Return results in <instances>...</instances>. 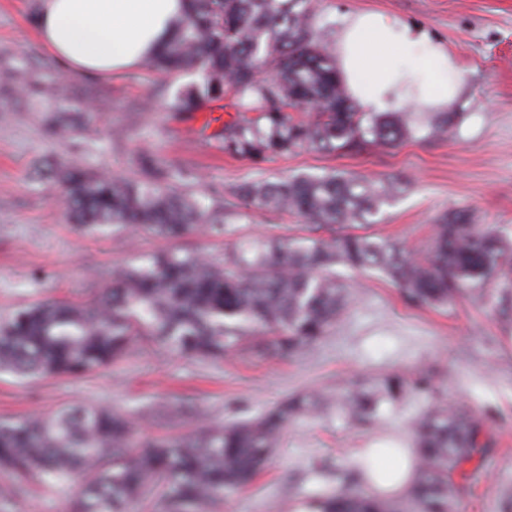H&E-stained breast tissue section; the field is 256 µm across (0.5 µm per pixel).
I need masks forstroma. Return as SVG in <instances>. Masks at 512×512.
Here are the masks:
<instances>
[{
  "label": "stroma",
  "instance_id": "obj_1",
  "mask_svg": "<svg viewBox=\"0 0 512 512\" xmlns=\"http://www.w3.org/2000/svg\"><path fill=\"white\" fill-rule=\"evenodd\" d=\"M373 10L415 25L455 52L465 89L448 112L447 132L390 148L321 154L299 150L244 158L166 112L167 80L144 65L112 77L74 75L38 40L28 0H0V319L18 307L53 299L88 302L119 268L175 247L220 262L254 236L299 239L305 218L239 205L233 231L198 229L171 241L118 228L76 231L53 183L31 177L46 162L77 159L84 169L134 179L145 149L189 169L182 192L223 206L226 189L297 173L350 171L393 177L407 188L364 233L423 254L432 226L454 209L512 240V0H316V24L334 41L344 17ZM63 79L64 104L30 98L26 87ZM81 116L74 140L51 136L59 112ZM352 303L316 344L285 357L258 355L253 344L212 361L142 346L120 363L84 377L22 382L0 376V418L51 414L71 404L128 413L136 438L184 435L197 427L252 419L297 394L333 395L384 377L425 375L429 388L410 391L372 424L351 423L335 408L288 424L269 462L246 488L225 498L219 512H294L347 488L346 475L365 449L409 448L412 416L442 402L481 415L491 439L481 468L455 512H512V325L474 298L443 308L407 306L379 274L347 273ZM189 402L194 412L174 416ZM70 490L30 484L17 500L0 498V512H68Z\"/></svg>",
  "mask_w": 512,
  "mask_h": 512
}]
</instances>
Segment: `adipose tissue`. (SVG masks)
I'll return each mask as SVG.
<instances>
[{
  "label": "adipose tissue",
  "mask_w": 512,
  "mask_h": 512,
  "mask_svg": "<svg viewBox=\"0 0 512 512\" xmlns=\"http://www.w3.org/2000/svg\"><path fill=\"white\" fill-rule=\"evenodd\" d=\"M188 8V0H39L38 38L71 73L109 76L149 62ZM333 47L340 79L365 112L444 111L464 90V73L448 45L377 11L347 15ZM372 462L386 499L413 487L412 453Z\"/></svg>",
  "instance_id": "obj_1"
}]
</instances>
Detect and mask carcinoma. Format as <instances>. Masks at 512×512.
I'll return each instance as SVG.
<instances>
[{"mask_svg": "<svg viewBox=\"0 0 512 512\" xmlns=\"http://www.w3.org/2000/svg\"><path fill=\"white\" fill-rule=\"evenodd\" d=\"M173 37L151 61L168 78L196 75L166 98L174 113L211 112L227 100L256 118L227 122L213 135L241 157L360 152L415 137L406 112H363L346 93L336 59L314 21L312 0H189ZM37 92L67 99L66 84ZM139 180L90 175L74 162L49 164L33 179H52L80 229L135 227L166 238L202 227L228 230L229 211L206 206L173 185L185 170L150 151L137 153ZM403 190L397 180L346 173L255 180L230 194L310 221L301 240L250 238L207 261L187 249L163 252L113 273L112 285L88 303L38 301L0 321V372L17 377L83 376L127 357L138 342L168 353L220 360L251 338L270 355H294L326 335L349 303L336 267L376 271L411 307H446L471 294L504 324L512 323V242L474 223L466 209L440 215L431 246L415 256L399 244L348 231L368 224ZM390 375L336 395L350 421L377 416L409 390ZM324 405L299 395L247 421L208 426L140 449L124 412L70 405L50 416L0 418V471L17 495L34 482L66 485L70 512H130L156 498L159 512H215L224 497L262 470L289 420ZM420 475L411 498L389 507L360 489L320 501L321 512H453L472 470L486 454V425L473 412L436 405L410 423Z\"/></svg>", "mask_w": 512, "mask_h": 512, "instance_id": "carcinoma-1", "label": "carcinoma"}]
</instances>
